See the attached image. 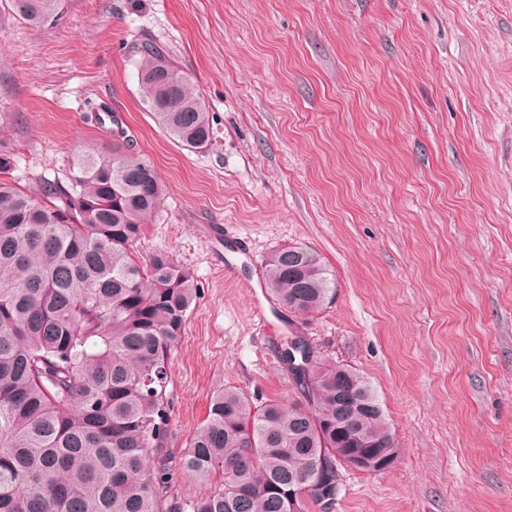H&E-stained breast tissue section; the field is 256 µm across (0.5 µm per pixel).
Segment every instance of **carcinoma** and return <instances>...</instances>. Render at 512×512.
Wrapping results in <instances>:
<instances>
[{"label": "carcinoma", "instance_id": "cac0c4a2", "mask_svg": "<svg viewBox=\"0 0 512 512\" xmlns=\"http://www.w3.org/2000/svg\"><path fill=\"white\" fill-rule=\"evenodd\" d=\"M60 0H10L31 24ZM141 93L181 146L212 134L210 112L154 46L140 50ZM82 157L70 184L35 198L0 180V512H183L169 499V368L199 288L166 251L134 255L164 187L120 142ZM264 287L311 319L336 293L319 256L272 251ZM296 401L214 394L182 469L208 482L190 512H290L288 487L316 485L296 512L336 497L339 457L398 443L370 380L319 355Z\"/></svg>", "mask_w": 512, "mask_h": 512}]
</instances>
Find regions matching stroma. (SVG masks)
Returning a JSON list of instances; mask_svg holds the SVG:
<instances>
[{
  "instance_id": "35a3bbf8",
  "label": "stroma",
  "mask_w": 512,
  "mask_h": 512,
  "mask_svg": "<svg viewBox=\"0 0 512 512\" xmlns=\"http://www.w3.org/2000/svg\"><path fill=\"white\" fill-rule=\"evenodd\" d=\"M147 44L205 101V148L143 103ZM94 112L166 187L138 254L200 287L169 372L171 498L206 490L181 460L214 393L297 399L280 352L300 335L370 378L399 443L310 512H512V0H62L48 26L0 8L5 180L37 196L109 152ZM287 245L336 277L310 321L262 285Z\"/></svg>"
}]
</instances>
